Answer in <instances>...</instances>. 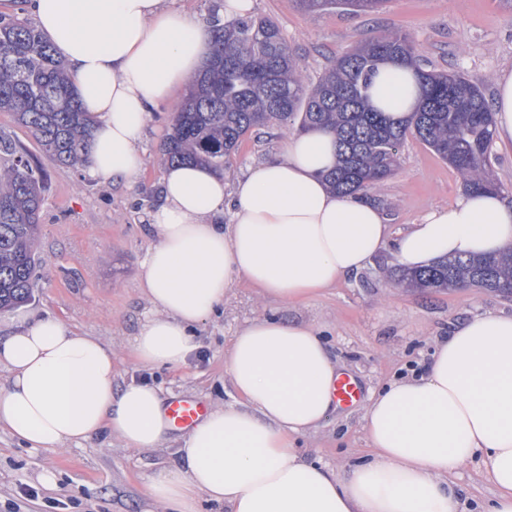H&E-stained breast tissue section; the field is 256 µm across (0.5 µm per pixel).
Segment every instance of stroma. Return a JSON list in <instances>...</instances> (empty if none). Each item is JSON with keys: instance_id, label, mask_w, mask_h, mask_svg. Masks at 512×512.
I'll use <instances>...</instances> for the list:
<instances>
[{"instance_id": "obj_1", "label": "stroma", "mask_w": 512, "mask_h": 512, "mask_svg": "<svg viewBox=\"0 0 512 512\" xmlns=\"http://www.w3.org/2000/svg\"><path fill=\"white\" fill-rule=\"evenodd\" d=\"M252 13L279 24L309 85L333 58L390 32L409 35L422 68L462 72L489 99L497 77L512 70V7L503 0H385L378 12L360 15L307 13L295 0H254ZM185 94L177 89L153 107L138 144L144 166L131 183L118 186L92 179L86 168L55 164L10 113L0 112V135L19 143L45 179L36 245L42 264L24 309L56 316L79 334L110 342L119 384H156L169 400L234 403L224 375V350L239 326L266 315L314 325L367 398L384 383L424 369L437 340L459 321L483 314L512 316V295L481 288L428 292L401 287L391 275L395 264L386 251L357 275L295 304L263 300L255 289L238 284L226 296L223 311L198 329V351L183 368L174 372L138 365L129 348L150 312L139 284L142 263L155 242L148 215L162 202L160 145ZM291 132V127L272 123L246 137L225 173L226 182L281 156ZM462 190L455 169L410 136L399 149L394 173L369 195L392 229L399 230L429 207L454 202ZM361 414L357 404L332 414L301 440V451L338 470L349 469L367 452ZM178 463L173 441L141 451L101 437L52 453L20 445L1 427L0 512H144L150 478ZM46 471L55 474V488L41 481Z\"/></svg>"}]
</instances>
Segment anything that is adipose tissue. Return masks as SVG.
Listing matches in <instances>:
<instances>
[{
	"mask_svg": "<svg viewBox=\"0 0 512 512\" xmlns=\"http://www.w3.org/2000/svg\"><path fill=\"white\" fill-rule=\"evenodd\" d=\"M164 0H30L44 39L74 77L93 120L88 172L120 185L143 167L137 148L151 104L169 99L213 51V32ZM412 66L386 64L373 96L388 117L409 116L418 95ZM494 140L512 146V71L492 103ZM332 133L290 135L278 159L227 187L200 164L170 166L163 204L149 222L156 241L140 288L151 305L131 342L143 367L179 370L199 325L246 281L263 298L292 304L358 274L383 250L408 269L512 248L506 193L466 191L391 232L370 198L335 192ZM0 337V426L46 452L105 435L146 450L169 439L160 389L118 385L111 346L53 316L21 313ZM340 366L317 329L275 316L236 330L224 373L237 395L182 437L175 468L154 475V512H467L453 480L480 460L493 487L478 512H512V316L482 315L439 339L416 376L384 385L362 411L369 457L344 472L305 459L299 439L337 411Z\"/></svg>",
	"mask_w": 512,
	"mask_h": 512,
	"instance_id": "ef3b65f1",
	"label": "adipose tissue"
}]
</instances>
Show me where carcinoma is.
Segmentation results:
<instances>
[{"label":"carcinoma","instance_id":"obj_1","mask_svg":"<svg viewBox=\"0 0 512 512\" xmlns=\"http://www.w3.org/2000/svg\"><path fill=\"white\" fill-rule=\"evenodd\" d=\"M308 12H369L385 0H296ZM213 60L195 80L173 117L163 144L168 164L200 161L219 171L244 137L272 121L301 115L300 128L336 135L338 163L326 179L340 193L358 194L390 177L411 134L451 162L466 191L501 189L490 178L493 115L481 88L462 74L428 71L416 63L413 42L386 34L330 61L305 86L295 56L270 18L238 19L213 30ZM402 60L415 67L420 101L406 124L370 104L380 64ZM72 78L28 20L0 17V112H9L55 162L84 166L92 120L73 97ZM43 181L23 149L0 137V311L28 302L37 285ZM400 283L424 290L466 283L492 292L512 291V250L499 256L458 258L432 267L393 272Z\"/></svg>","mask_w":512,"mask_h":512}]
</instances>
